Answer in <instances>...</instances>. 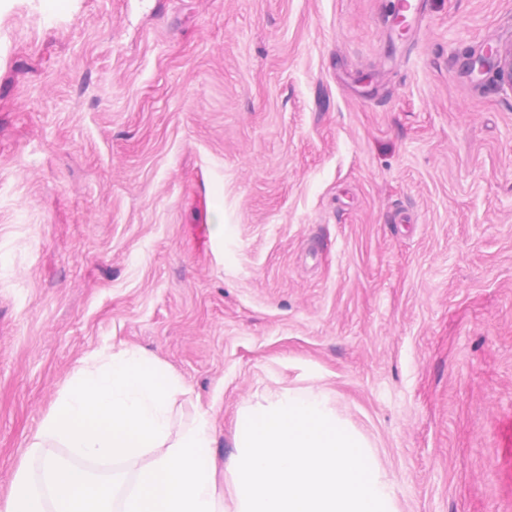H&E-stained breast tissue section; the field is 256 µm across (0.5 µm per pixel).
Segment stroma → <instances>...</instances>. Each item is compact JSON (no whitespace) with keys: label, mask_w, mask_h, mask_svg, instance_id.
<instances>
[{"label":"stroma","mask_w":512,"mask_h":512,"mask_svg":"<svg viewBox=\"0 0 512 512\" xmlns=\"http://www.w3.org/2000/svg\"><path fill=\"white\" fill-rule=\"evenodd\" d=\"M0 0V505L81 359L313 387L396 512H512V0ZM405 208L413 221L393 224ZM468 70L477 79L496 71L500 80L512 88V44L487 48L468 62Z\"/></svg>","instance_id":"1"}]
</instances>
